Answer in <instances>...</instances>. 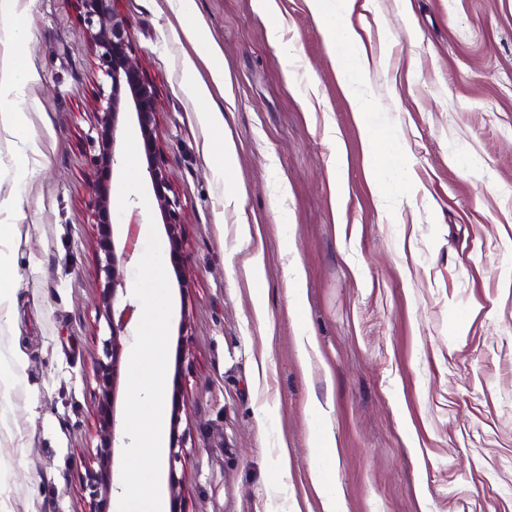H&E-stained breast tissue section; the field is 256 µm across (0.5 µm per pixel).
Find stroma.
I'll use <instances>...</instances> for the list:
<instances>
[{"mask_svg":"<svg viewBox=\"0 0 512 512\" xmlns=\"http://www.w3.org/2000/svg\"><path fill=\"white\" fill-rule=\"evenodd\" d=\"M276 4L114 0L158 93L184 223L167 368L185 510L323 512L321 463L341 512H512V0H356L372 63L362 122L306 0ZM80 11L20 0L25 39L0 42V76L23 82L0 112V512L89 509L109 330L88 133L106 79ZM210 41L227 92L207 98ZM368 126L406 160L389 203L367 174ZM289 263L305 274L298 298ZM327 433L336 453L321 462Z\"/></svg>","mask_w":512,"mask_h":512,"instance_id":"1","label":"stroma"}]
</instances>
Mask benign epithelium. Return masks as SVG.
<instances>
[{"mask_svg": "<svg viewBox=\"0 0 512 512\" xmlns=\"http://www.w3.org/2000/svg\"><path fill=\"white\" fill-rule=\"evenodd\" d=\"M81 20L88 42L98 59V67L110 81V90H100L94 107L90 131L91 140L98 144V153L90 160L92 214L101 233L98 241V274L104 277V288L97 295V319L106 322L110 334L103 343V357L97 360L94 380L100 390L97 405L99 445L96 458L99 470L90 469L83 477L84 490L89 495V512H108L113 490L112 476L104 461L111 454L116 438V392L120 357L123 349L121 336L131 320L133 308L129 305L118 311L115 306L125 293V269L136 250V225H127L123 242L111 236L109 183L115 165L117 132L125 114L133 110L144 142L146 173L151 183L155 204L163 219L170 243V258L179 287H184V230L181 204L175 194L164 157L156 151L154 131L159 110L155 87L143 77L139 52L131 36L130 20L116 11L113 0H80ZM181 406L174 400L172 436L169 449L170 512H185V486L176 477V463L183 458V440L178 435Z\"/></svg>", "mask_w": 512, "mask_h": 512, "instance_id": "1", "label": "benign epithelium"}]
</instances>
